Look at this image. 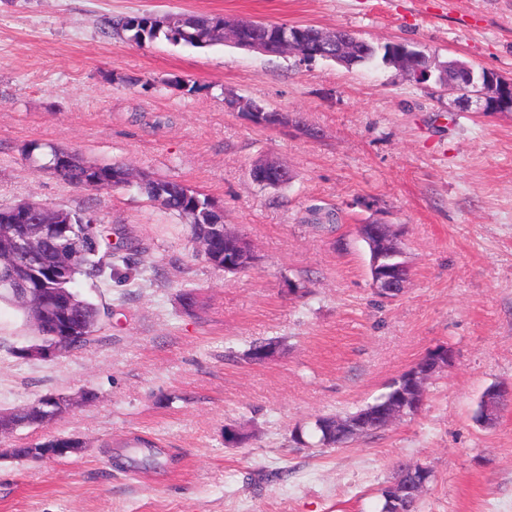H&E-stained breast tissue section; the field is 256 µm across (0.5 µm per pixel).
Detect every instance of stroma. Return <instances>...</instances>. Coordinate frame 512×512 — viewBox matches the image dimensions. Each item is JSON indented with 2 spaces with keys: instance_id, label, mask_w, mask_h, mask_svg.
<instances>
[{
  "instance_id": "stroma-1",
  "label": "stroma",
  "mask_w": 512,
  "mask_h": 512,
  "mask_svg": "<svg viewBox=\"0 0 512 512\" xmlns=\"http://www.w3.org/2000/svg\"><path fill=\"white\" fill-rule=\"evenodd\" d=\"M142 13L346 28L512 77V0H0V204L88 210L158 268L108 288L79 280L110 317L94 343L50 361L10 354L36 333L0 303V411L91 395L0 439L83 444L0 461V512H378L402 462L432 471L419 512H512V401L492 424L475 419L489 387L512 386V116L463 111L392 68L138 44L103 27ZM239 98L289 125L248 122ZM33 141L206 194L255 265L207 262L137 186L83 191L35 170ZM265 159L290 182L255 184ZM375 219L397 231L410 270L391 299L375 294L357 234ZM257 341L275 349L260 363L248 357ZM441 345L455 363L417 414L318 446V417L372 403ZM229 424L242 443H225Z\"/></svg>"
}]
</instances>
